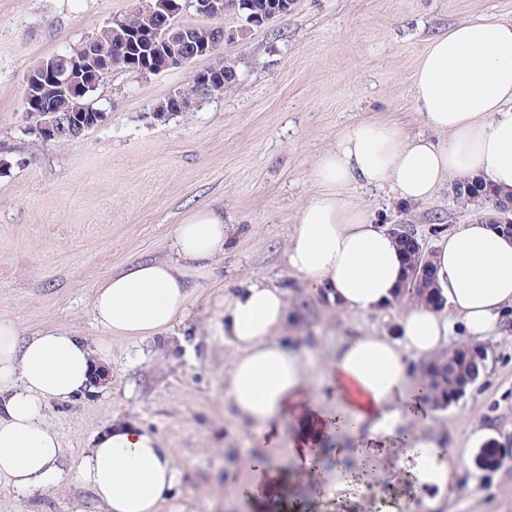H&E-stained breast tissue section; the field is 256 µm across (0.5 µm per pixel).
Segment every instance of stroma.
<instances>
[{"instance_id": "1", "label": "stroma", "mask_w": 512, "mask_h": 512, "mask_svg": "<svg viewBox=\"0 0 512 512\" xmlns=\"http://www.w3.org/2000/svg\"><path fill=\"white\" fill-rule=\"evenodd\" d=\"M138 0H0V318L21 339L59 328L96 342L111 381L99 392L47 407L67 461L115 419L134 420L171 448L175 485L161 512H224L227 489L241 491L240 512H403L409 497L431 512H512V458L480 459L487 442L512 449V312L466 396L447 410L404 426L440 447L466 450L444 496L397 476L380 459L365 486L345 481L354 460L349 436L328 441L320 481L307 479L290 448L296 421L280 425L266 449L256 428L224 402L233 348L212 335L213 299L245 280L284 288L291 319L280 336L307 362L312 394L329 391L342 337L392 336L401 307L360 315L331 304L319 287L287 267L284 251L300 208L319 187L309 177L339 131L376 118L408 135H429L413 81L430 38L482 17L512 19V0H294L287 15L214 54L158 75L113 71L96 99L107 119L76 144L38 143L22 132L23 89L43 59L95 35ZM232 62L240 84L190 112L162 120L152 111L199 69ZM379 223L413 226L424 251L442 232L478 212L458 202L450 183L432 199L405 204L390 189L346 190ZM223 210L234 244L208 275L190 276L185 317L170 341L108 335L91 311L99 282L142 259L170 256L177 224L191 211ZM486 442V443H487ZM266 452L287 472L286 493L245 495L263 474L236 460ZM0 512H101L93 492L66 479L22 496L0 489Z\"/></svg>"}]
</instances>
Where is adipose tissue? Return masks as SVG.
I'll list each match as a JSON object with an SVG mask.
<instances>
[{
    "label": "adipose tissue",
    "instance_id": "obj_1",
    "mask_svg": "<svg viewBox=\"0 0 512 512\" xmlns=\"http://www.w3.org/2000/svg\"><path fill=\"white\" fill-rule=\"evenodd\" d=\"M414 96L432 136L410 137L375 120L344 127L310 170L321 190L299 210L286 248L290 269L351 311L397 302L404 259L385 227L346 198L349 185H389L408 203L429 200L451 175H479L512 191V20L481 18L431 39L415 72ZM229 230L223 211L188 215L174 231V259L138 261L99 283L92 301L97 324L116 337L169 333L185 315L187 276L223 256ZM431 261L454 319L414 302L402 315L398 338L344 339L329 375L336 394L331 407L310 393L301 357L276 334L287 319L285 290L250 282L224 294L211 330L236 349L225 404L257 426L270 446L278 422L295 418L293 454L307 466L339 419L348 421L364 455L391 454L410 363L434 359L455 322L470 344H482L499 334L503 312L512 307V239L490 224H464L442 236ZM100 361L85 337L51 328L22 341L15 324L0 319V488L31 495L67 473L93 492L104 512H160L176 467L159 435L134 421L112 422L68 469L59 437L45 421L50 402L91 392ZM396 467L443 490L458 462L443 459L420 436Z\"/></svg>",
    "mask_w": 512,
    "mask_h": 512
}]
</instances>
